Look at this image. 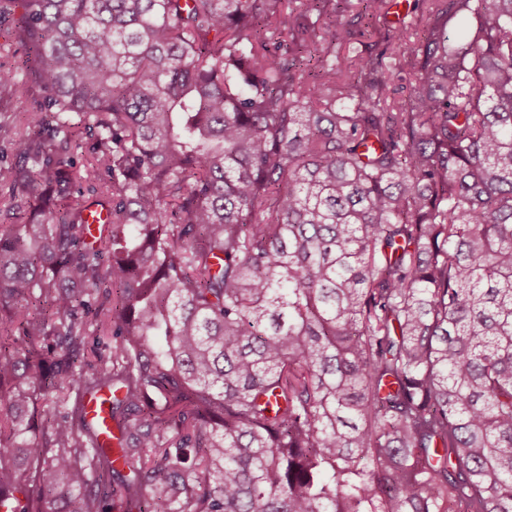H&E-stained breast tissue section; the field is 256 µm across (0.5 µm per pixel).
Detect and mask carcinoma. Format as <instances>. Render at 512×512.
<instances>
[{
    "label": "carcinoma",
    "mask_w": 512,
    "mask_h": 512,
    "mask_svg": "<svg viewBox=\"0 0 512 512\" xmlns=\"http://www.w3.org/2000/svg\"><path fill=\"white\" fill-rule=\"evenodd\" d=\"M282 2L0 0L7 509L512 512V0ZM398 5H393L394 3ZM402 0H394L390 2L387 7L382 10H378L377 4H368L367 13H373L375 10L377 15L376 21L373 22V26L366 27L367 19H363L360 26L362 35H357L353 43L349 45L350 55L365 54L368 51H377L381 48L380 41L384 37L388 29L393 30L400 25V22L404 20L407 25L415 23L420 18L419 12L413 11L414 0L406 1L407 4L401 5ZM392 6V7H391ZM386 8H389L388 10ZM387 10V14L384 16V11ZM381 14V15H380ZM18 24V14L0 18V64L9 66L14 61L11 53L7 54L4 49L11 48L13 51L18 47L15 40ZM28 93L17 103H13L12 111L0 112V123L10 128L9 133L0 134V168L10 167L15 162L14 132L23 131L25 127V114L19 112L21 107L31 110L35 101L40 100L39 88L28 82ZM14 110V111H13Z\"/></svg>",
    "instance_id": "obj_1"
}]
</instances>
